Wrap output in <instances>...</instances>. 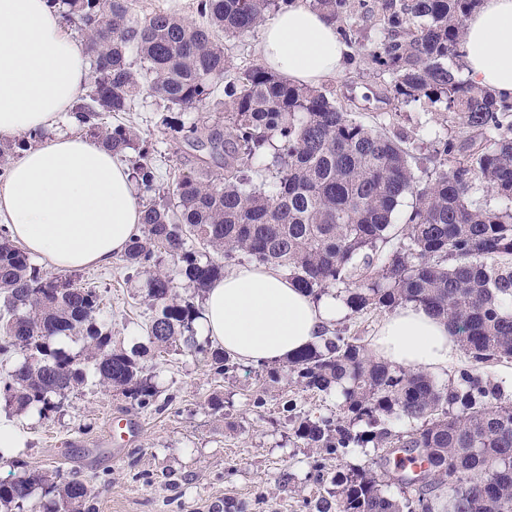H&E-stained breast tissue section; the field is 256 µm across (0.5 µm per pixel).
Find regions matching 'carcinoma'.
Listing matches in <instances>:
<instances>
[{"label": "carcinoma", "mask_w": 512, "mask_h": 512, "mask_svg": "<svg viewBox=\"0 0 512 512\" xmlns=\"http://www.w3.org/2000/svg\"><path fill=\"white\" fill-rule=\"evenodd\" d=\"M293 0H196L201 22L158 9L141 18L129 0H64L68 22L87 43L93 82L76 109L91 137L115 154L134 148L124 125L106 116L129 112L148 95L166 107L198 108L222 97L224 123L177 124L191 147L221 160L180 177L157 195L146 152L132 171L144 215L140 234L123 254L146 276L144 299L154 308L145 341L116 348L98 321L102 295L93 286L54 276L33 264L0 227V356L21 358L0 378V403L46 415L88 381L121 390L130 404L159 411L160 390L145 366L149 348L183 346L204 353L223 375L235 363L222 349L198 343L193 324L201 308L174 289L166 258L195 289L224 276V262L242 256L288 272L318 299L347 286V306L393 310L421 307L445 319L471 362L455 385L428 373L391 365L364 346L334 334L288 358L287 372L305 389L341 388L342 416L306 419L296 434L327 456L372 445L383 467L399 453L427 464L399 474L402 496L387 494L372 470L339 473L336 508L318 512H512V403L482 369L512 360V102L462 80L448 66L465 41L464 21L478 0H379L384 38L362 46L370 63L393 77L397 101L441 103L459 124L488 133L485 144L456 160L464 147L446 137L431 174L412 165L403 136L357 120L326 92L254 65L224 81V38L244 36ZM340 28L351 26V0H310ZM144 66L148 79L134 69ZM267 157L272 182L246 175ZM505 205L488 208L471 194L474 177ZM414 197L405 224L397 207ZM400 238L390 254L381 246ZM219 254L201 260L197 246ZM77 336L83 353L58 342ZM412 423L394 434L386 419ZM360 422L363 431L354 430ZM92 481L59 470L32 469L0 481V504L16 512H94Z\"/></svg>", "instance_id": "cac0c4a2"}]
</instances>
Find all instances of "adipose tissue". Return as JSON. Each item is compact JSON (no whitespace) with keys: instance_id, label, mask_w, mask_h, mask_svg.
Instances as JSON below:
<instances>
[{"instance_id":"1","label":"adipose tissue","mask_w":512,"mask_h":512,"mask_svg":"<svg viewBox=\"0 0 512 512\" xmlns=\"http://www.w3.org/2000/svg\"><path fill=\"white\" fill-rule=\"evenodd\" d=\"M465 43L470 80L512 99V0H483L465 22ZM259 53L273 72L318 86L342 71L349 49L324 13L294 0L266 24ZM89 67L84 42L65 32L46 0H0V139L45 135L0 182V223L55 270L109 264L141 222L128 168L69 127ZM344 309L342 298L313 299L279 269L252 263L207 288L200 333L241 361L274 362L321 344ZM372 349L390 364L432 374L457 355L447 323L414 306L382 321Z\"/></svg>"}]
</instances>
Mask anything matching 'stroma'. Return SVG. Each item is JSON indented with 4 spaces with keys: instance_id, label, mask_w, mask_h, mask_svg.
<instances>
[{
    "instance_id": "stroma-1",
    "label": "stroma",
    "mask_w": 512,
    "mask_h": 512,
    "mask_svg": "<svg viewBox=\"0 0 512 512\" xmlns=\"http://www.w3.org/2000/svg\"><path fill=\"white\" fill-rule=\"evenodd\" d=\"M383 21L373 0L356 8L346 42L350 50L342 73L327 82L338 105L365 124L386 133L408 135L407 147L416 163L432 170L435 138L448 136L462 143L483 142L481 132L462 127L443 107L424 100L400 104L387 93L389 76L369 64L360 44L378 40ZM261 30L224 41L234 79L261 57ZM214 123L216 113L204 109L168 111L157 98L143 96L132 111L113 114L112 124L129 127L137 147H147L157 172V185L170 192L183 173L199 167V153L176 145L166 133L168 120ZM73 279L99 288L103 305L98 315L118 348L143 340L151 309L144 299L145 279L127 268L121 257L110 264L73 271ZM386 311L345 312L332 331L370 345ZM143 363L156 376L167 407L143 412L131 406L119 390L86 386L68 394L60 411L39 415L36 410L15 414L27 439L25 447L0 459V481L22 475L25 469H56L93 479L97 512H221L226 500L244 504L247 512H310L311 506L331 499L330 481L336 472L368 470L373 451L353 448L328 460L326 481L310 477L322 451L295 435L303 419L339 414L338 394L303 389L292 377L272 378L277 363L237 362L222 376L211 372L202 355L187 351L147 353ZM224 405L214 408L212 397ZM122 414L135 422V441L123 448L112 445L109 424ZM289 472V483L280 475Z\"/></svg>"
}]
</instances>
